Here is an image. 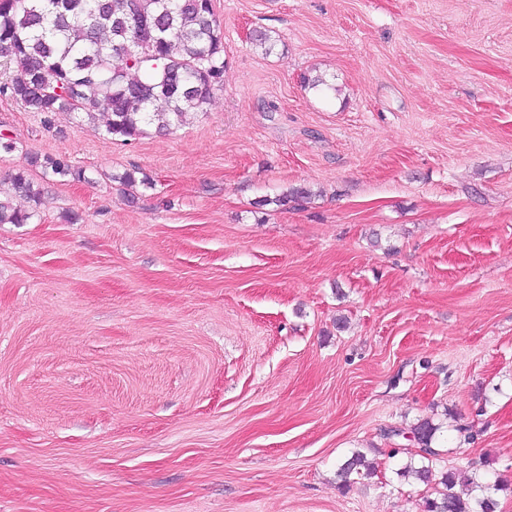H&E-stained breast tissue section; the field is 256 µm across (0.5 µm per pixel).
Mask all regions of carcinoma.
Listing matches in <instances>:
<instances>
[{"mask_svg": "<svg viewBox=\"0 0 512 512\" xmlns=\"http://www.w3.org/2000/svg\"><path fill=\"white\" fill-rule=\"evenodd\" d=\"M0 95L44 125L62 111L95 120L107 114L105 133L132 141L148 126L160 132L179 127L189 112L203 109L223 87L224 33L212 0H0ZM61 86L64 92L53 93ZM76 97L84 103L77 110ZM32 166L68 182L86 181L85 170L64 159L32 157ZM131 188L151 187L148 175L132 167L119 175ZM11 190L37 203L27 169L9 177ZM33 211L13 207L10 194L0 190V224H27ZM438 430L422 420L412 429L420 445V462L398 470L403 477L430 481L428 462L439 455L432 447ZM375 468L355 452L337 470L346 482L351 475L371 477ZM439 497L425 502V512H496L492 491L498 481L484 474L470 478L480 494L464 500L454 492L456 475L442 474Z\"/></svg>", "mask_w": 512, "mask_h": 512, "instance_id": "1", "label": "carcinoma"}]
</instances>
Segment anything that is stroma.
I'll list each match as a JSON object with an SVG mask.
<instances>
[{"label":"stroma","mask_w":512,"mask_h":512,"mask_svg":"<svg viewBox=\"0 0 512 512\" xmlns=\"http://www.w3.org/2000/svg\"><path fill=\"white\" fill-rule=\"evenodd\" d=\"M214 11L224 87L173 134L0 97V182L41 191L0 224V512H424L422 419L512 512V0ZM31 166L41 167L44 175L52 174L59 177L61 181L84 182L86 179L85 171L80 167H75L64 159L47 156L42 161L37 157L29 160ZM9 182L11 190L15 193H22L33 202L40 200L41 192L38 188H35V184L29 178L26 168L18 169L12 173L9 177ZM436 432L437 427L429 420H421L411 429L414 440L420 445V453L416 454L420 457V462H413L411 457L410 462L398 470V475L429 483L432 476L429 463L431 461L432 464L433 458L439 455V451L431 446ZM375 468L361 452H354L337 470V475L343 482H347L352 474L360 479H366L374 474Z\"/></svg>","instance_id":"35a3bbf8"}]
</instances>
